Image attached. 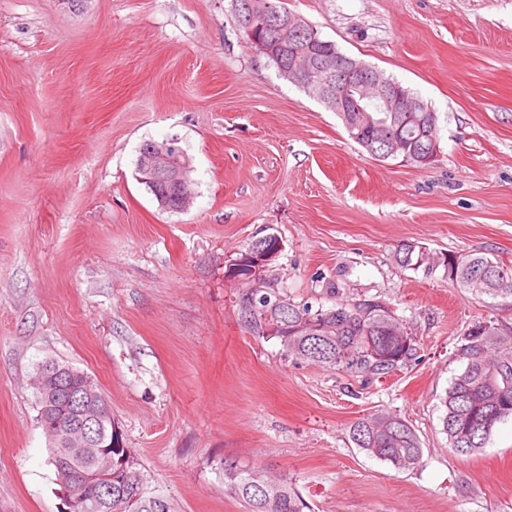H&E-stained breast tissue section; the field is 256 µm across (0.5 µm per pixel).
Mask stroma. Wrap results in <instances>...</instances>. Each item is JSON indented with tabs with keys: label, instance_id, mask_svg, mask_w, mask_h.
Returning <instances> with one entry per match:
<instances>
[{
	"label": "stroma",
	"instance_id": "obj_1",
	"mask_svg": "<svg viewBox=\"0 0 512 512\" xmlns=\"http://www.w3.org/2000/svg\"><path fill=\"white\" fill-rule=\"evenodd\" d=\"M324 39L420 96L442 148L381 161L281 78L231 0H0V512H61L28 379L55 358L97 381L144 487L175 512H243L221 464L285 473L311 512H512V420L468 456L441 430L459 337L512 327L405 243L512 263V0H286ZM178 138L194 199L160 209L147 141ZM274 234L270 287L294 302L386 300L418 358L363 380L298 363L239 314L230 266ZM380 410L421 465L352 443Z\"/></svg>",
	"mask_w": 512,
	"mask_h": 512
}]
</instances>
